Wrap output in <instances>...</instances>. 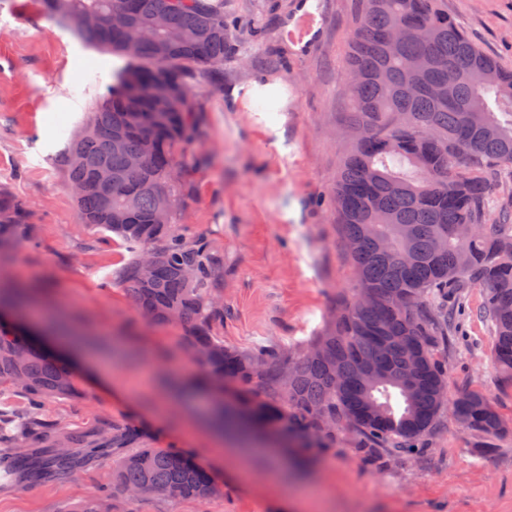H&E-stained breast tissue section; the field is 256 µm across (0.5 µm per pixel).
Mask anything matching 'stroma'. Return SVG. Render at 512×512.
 <instances>
[{
	"mask_svg": "<svg viewBox=\"0 0 512 512\" xmlns=\"http://www.w3.org/2000/svg\"><path fill=\"white\" fill-rule=\"evenodd\" d=\"M228 42L220 89L196 85L197 137L184 148L186 233L224 255L226 346L295 354L323 335L357 274L336 222L332 195L353 145L347 91L359 0H223ZM448 15L484 52L512 68V0H448ZM123 61L83 44L43 16L39 0H0V185L28 205L30 237L0 253V268L41 288L67 323L100 346L77 355L83 391L49 405L47 417L144 424L158 447L195 449L224 486L206 501L127 502L108 468H85L49 488L0 489V512H61L109 487L117 512H512V376L492 355L483 292L464 291L456 336L438 337L448 395L484 390L504 422L492 450L442 408L412 451L366 448L340 428L334 447L279 474L262 455L217 453L200 412L206 395L161 406L158 382L198 378L178 331L146 321L120 272L128 257L112 233L82 224L68 188L70 137L105 97ZM277 83L288 98L253 96ZM249 470L236 475L238 465Z\"/></svg>",
	"mask_w": 512,
	"mask_h": 512,
	"instance_id": "stroma-1",
	"label": "stroma"
}]
</instances>
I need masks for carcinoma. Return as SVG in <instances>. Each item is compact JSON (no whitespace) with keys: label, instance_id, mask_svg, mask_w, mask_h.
I'll list each match as a JSON object with an SVG mask.
<instances>
[{"label":"carcinoma","instance_id":"1","mask_svg":"<svg viewBox=\"0 0 512 512\" xmlns=\"http://www.w3.org/2000/svg\"><path fill=\"white\" fill-rule=\"evenodd\" d=\"M351 40L350 126L354 142L334 205L358 273L352 297L328 331L303 353L224 346V255L172 223L182 195L185 144L195 135L190 88L224 78V7L214 0H40L44 13L89 46L126 59L112 72L66 158L83 223L119 236L129 249L127 293L151 323L181 332L200 380L244 428L278 434L282 446L313 457L333 447L336 423L372 448L411 450L445 404L447 376L435 337L458 332L461 290L484 292L493 358L512 373V198L487 219L485 174L512 168V70L485 54L448 18L446 0H361ZM121 5L137 24L167 15L136 55L126 33L100 23ZM457 69L451 95L448 65ZM179 92L160 106L151 86ZM112 173L105 186L98 175ZM168 222H156L161 202ZM29 218L0 187V247L18 240ZM413 257L407 265L398 256ZM38 293L5 280L0 307L27 309ZM80 390L67 362L8 321L0 322V399L23 398L15 417L0 413V464L17 457L18 479L49 486L82 468L110 467L128 499L203 501L224 494L188 448H155L132 422L76 425L45 418L53 401ZM456 421L492 438L502 431L493 403L469 390L452 403ZM64 512H114L103 488Z\"/></svg>","mask_w":512,"mask_h":512}]
</instances>
